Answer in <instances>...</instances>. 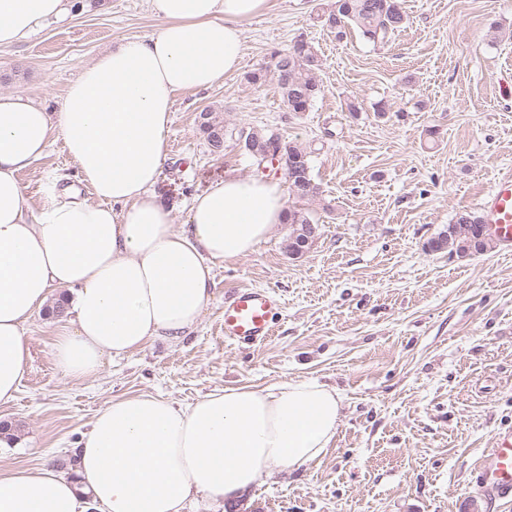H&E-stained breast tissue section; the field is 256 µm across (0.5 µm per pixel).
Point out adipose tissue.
I'll use <instances>...</instances> for the list:
<instances>
[{
    "mask_svg": "<svg viewBox=\"0 0 512 512\" xmlns=\"http://www.w3.org/2000/svg\"><path fill=\"white\" fill-rule=\"evenodd\" d=\"M159 26L85 66L55 110L0 94V402L29 359L26 326L53 291L74 319L51 354L63 379L192 332L213 298L216 263L251 252L285 219L278 182L234 176L196 195L176 227L156 192L174 97L239 70L243 25L268 0H149ZM69 0H0V51L62 18ZM62 141L93 202L32 207L21 171ZM341 398L315 381L224 388L183 406L141 393L112 400L75 450V477L0 468V512H184L233 498L270 466L299 468L336 435Z\"/></svg>",
    "mask_w": 512,
    "mask_h": 512,
    "instance_id": "ef3b65f1",
    "label": "adipose tissue"
}]
</instances>
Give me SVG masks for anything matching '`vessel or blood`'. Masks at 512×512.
I'll use <instances>...</instances> for the list:
<instances>
[{"label":"vessel or blood","mask_w":512,"mask_h":512,"mask_svg":"<svg viewBox=\"0 0 512 512\" xmlns=\"http://www.w3.org/2000/svg\"><path fill=\"white\" fill-rule=\"evenodd\" d=\"M481 219L489 236L506 253L512 252V175L500 178L480 200ZM280 298L262 288H244L224 301V338L258 345L272 334ZM489 464L482 472L481 491L489 497L512 495V431L494 434Z\"/></svg>","instance_id":"b4317fda"}]
</instances>
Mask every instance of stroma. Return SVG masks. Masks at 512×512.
I'll list each match as a JSON object with an SVG mask.
<instances>
[{
	"instance_id": "1",
	"label": "stroma",
	"mask_w": 512,
	"mask_h": 512,
	"mask_svg": "<svg viewBox=\"0 0 512 512\" xmlns=\"http://www.w3.org/2000/svg\"><path fill=\"white\" fill-rule=\"evenodd\" d=\"M328 2L269 0L244 26L240 70L176 95L156 186L176 203L179 227L185 202L224 177L284 181L283 168L258 170L237 140L214 152L198 116L212 109L228 128L272 131L312 152L318 195L286 197L318 223L312 245L291 256L289 227L276 225L252 252L216 264L193 334L147 343L82 380L62 379L51 355L71 305L36 312L19 391L0 403L16 441L0 450L1 467H61L116 398L190 404L306 378L342 397L330 448L295 470L270 467L236 498H196L188 512H512L511 497L476 489L493 434L512 428V254L427 248L512 174V0H399L407 24L382 47L354 31L337 40L317 18ZM156 27L148 0H73L64 21L0 54V93L55 108L100 52ZM300 36L322 61V92L293 112L273 78L246 76ZM20 179L34 206L67 190L93 198L59 141ZM247 287L282 301L260 346L224 340V300Z\"/></svg>"
}]
</instances>
